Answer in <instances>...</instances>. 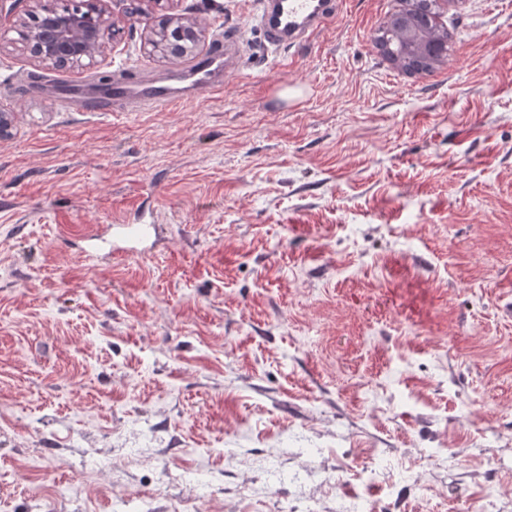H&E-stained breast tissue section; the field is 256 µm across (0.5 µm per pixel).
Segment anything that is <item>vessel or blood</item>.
I'll list each match as a JSON object with an SVG mask.
<instances>
[{
	"instance_id": "b4317fda",
	"label": "vessel or blood",
	"mask_w": 512,
	"mask_h": 512,
	"mask_svg": "<svg viewBox=\"0 0 512 512\" xmlns=\"http://www.w3.org/2000/svg\"><path fill=\"white\" fill-rule=\"evenodd\" d=\"M335 7V0H262L257 23L270 45L285 48L323 26ZM234 60L235 41L229 38L223 46L187 66L170 84L145 85L130 79L113 83L111 93L102 96L97 107L108 112L116 103L134 110L143 105L163 109L186 103L199 92L220 89L222 77L233 71ZM138 238L136 225L116 224L106 237L87 232L85 252L90 256L102 251L129 253Z\"/></svg>"
}]
</instances>
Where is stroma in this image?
<instances>
[{
	"instance_id": "35a3bbf8",
	"label": "stroma",
	"mask_w": 512,
	"mask_h": 512,
	"mask_svg": "<svg viewBox=\"0 0 512 512\" xmlns=\"http://www.w3.org/2000/svg\"><path fill=\"white\" fill-rule=\"evenodd\" d=\"M402 0H337L269 47L257 0H109L104 60L34 62L0 0V498L12 512H336L331 479L401 512H481L512 471V0H439L448 54L373 42ZM174 13L238 30L188 103L68 109L63 83L160 82ZM148 224L140 255L78 234Z\"/></svg>"
}]
</instances>
